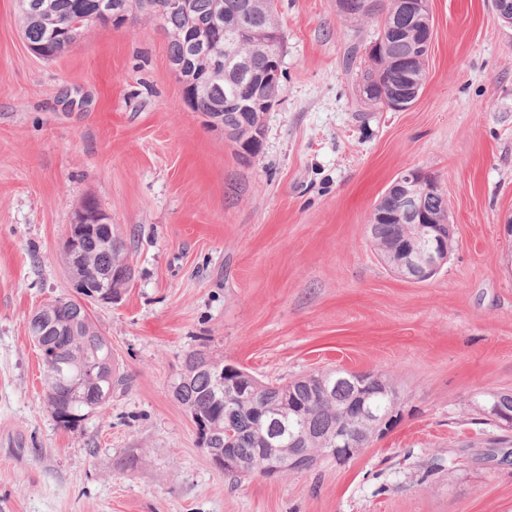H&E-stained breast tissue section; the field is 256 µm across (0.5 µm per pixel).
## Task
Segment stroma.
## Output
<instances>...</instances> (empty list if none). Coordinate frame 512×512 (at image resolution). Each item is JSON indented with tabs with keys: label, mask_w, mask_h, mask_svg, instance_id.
<instances>
[{
	"label": "stroma",
	"mask_w": 512,
	"mask_h": 512,
	"mask_svg": "<svg viewBox=\"0 0 512 512\" xmlns=\"http://www.w3.org/2000/svg\"><path fill=\"white\" fill-rule=\"evenodd\" d=\"M429 3L426 82L395 112L358 91L376 21L278 0L282 87L245 160L188 107L148 14L45 61L0 0V512H512V457H487L474 422L481 392L512 391V28L492 0ZM410 167L439 179L455 228L424 283L369 238ZM88 200L134 268L89 306L129 386L69 430L26 320L69 292L63 241ZM196 348L264 381L389 374L401 417L345 464L234 480L170 389Z\"/></svg>",
	"instance_id": "obj_1"
}]
</instances>
